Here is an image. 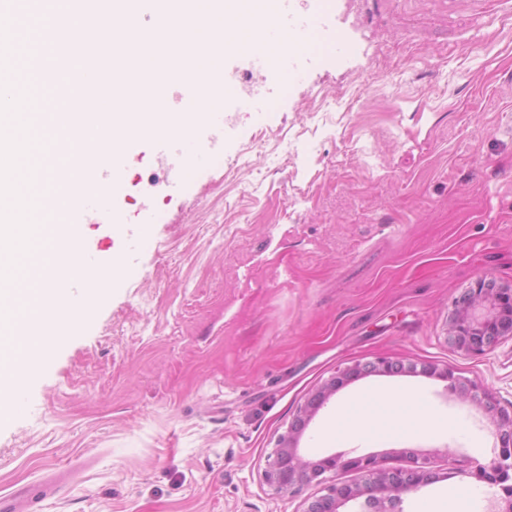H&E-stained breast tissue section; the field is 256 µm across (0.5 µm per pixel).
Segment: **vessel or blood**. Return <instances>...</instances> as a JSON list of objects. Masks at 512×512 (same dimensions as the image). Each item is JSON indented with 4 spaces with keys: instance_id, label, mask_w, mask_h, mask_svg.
Returning a JSON list of instances; mask_svg holds the SVG:
<instances>
[{
    "instance_id": "vessel-or-blood-1",
    "label": "vessel or blood",
    "mask_w": 512,
    "mask_h": 512,
    "mask_svg": "<svg viewBox=\"0 0 512 512\" xmlns=\"http://www.w3.org/2000/svg\"><path fill=\"white\" fill-rule=\"evenodd\" d=\"M137 50L144 57L164 56L169 60L167 68L119 69L122 49L112 40L106 39L91 45L90 52L95 59L94 74L87 84L86 102L95 109L119 112L128 98L149 101L168 81L177 80L191 85H202L211 107L206 127L184 130L168 129L157 131L150 136V146L159 155L177 150L190 155L189 163L174 170L164 189L174 192L189 183L199 168L208 165L211 158L222 153L220 141L210 131L224 126V69L214 67L205 71L196 66L197 59L212 56L216 50L215 39L211 36L190 34L178 43L170 45L164 35L142 37L140 31H132ZM41 33L35 32L22 49V58L28 71L37 73L45 68H54L60 74H68L69 62L59 56L47 59L41 51ZM70 135L66 128H59L51 151L44 155L36 168V176H43L67 158ZM83 181H65L56 184L52 191L36 189L32 196L37 208L35 217L41 224H120L124 216L120 208L112 204V179L97 156H86ZM100 184L102 191L92 195L85 191V183Z\"/></svg>"
}]
</instances>
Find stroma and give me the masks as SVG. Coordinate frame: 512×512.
<instances>
[{
  "mask_svg": "<svg viewBox=\"0 0 512 512\" xmlns=\"http://www.w3.org/2000/svg\"><path fill=\"white\" fill-rule=\"evenodd\" d=\"M330 4L347 40L329 61L294 55L288 90L225 53L237 98L263 99L227 105L223 158L182 193H161L167 164L132 148L122 233L85 227L132 275L0 416V496L64 465L31 512H298L320 489L267 485L278 436L337 372L383 358L398 372L339 389L301 452L394 467L414 450L431 479L404 512H498L470 474L500 448L488 417L421 369L512 407V340L472 355L448 339L479 278L512 287V0ZM381 390L415 397L432 425L336 441L337 410Z\"/></svg>",
  "mask_w": 512,
  "mask_h": 512,
  "instance_id": "obj_1",
  "label": "stroma"
}]
</instances>
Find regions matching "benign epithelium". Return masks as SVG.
<instances>
[{
  "label": "benign epithelium",
  "mask_w": 512,
  "mask_h": 512,
  "mask_svg": "<svg viewBox=\"0 0 512 512\" xmlns=\"http://www.w3.org/2000/svg\"><path fill=\"white\" fill-rule=\"evenodd\" d=\"M448 333L454 345L466 353H482L503 340H512V289L502 288L494 280L480 279L458 300L450 319ZM394 366L379 359L360 367L343 370L312 393L293 416L287 430L281 434L275 449L267 458L265 481L278 492L299 489L315 483L323 486V494L304 502L300 512H338L349 502L364 500L375 512H397L402 495L416 492L427 483L426 470L419 457L406 453L408 464L386 468L375 455H363L342 461L328 456L313 461L301 455L297 437L305 430L329 398L347 382L362 373L390 374ZM421 372L437 376L462 397L475 403L499 434L502 451L488 465L475 463L471 475L480 482L496 486L512 473V408L500 406L491 393L475 382L455 375L454 371L428 366ZM338 467L355 472L347 483H329L324 474Z\"/></svg>",
  "instance_id": "obj_1"
}]
</instances>
